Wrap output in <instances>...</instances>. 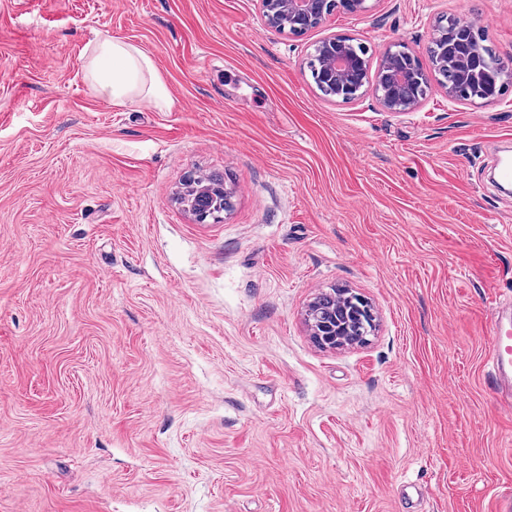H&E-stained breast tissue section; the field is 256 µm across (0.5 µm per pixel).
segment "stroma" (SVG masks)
I'll use <instances>...</instances> for the list:
<instances>
[{
  "mask_svg": "<svg viewBox=\"0 0 512 512\" xmlns=\"http://www.w3.org/2000/svg\"><path fill=\"white\" fill-rule=\"evenodd\" d=\"M512 60V0H368L293 35L259 0H0V512H495L512 411L486 358L512 301V85L396 114L308 69L330 34ZM171 104L115 106L91 40ZM230 207L197 223L189 178ZM376 317L316 346L321 293ZM407 490L409 500L399 497ZM84 71L97 93L113 105L137 101L161 110L170 104L150 56L123 39L98 36L90 45Z\"/></svg>",
  "mask_w": 512,
  "mask_h": 512,
  "instance_id": "stroma-1",
  "label": "stroma"
}]
</instances>
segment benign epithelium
I'll return each mask as SVG.
<instances>
[{
    "label": "benign epithelium",
    "mask_w": 512,
    "mask_h": 512,
    "mask_svg": "<svg viewBox=\"0 0 512 512\" xmlns=\"http://www.w3.org/2000/svg\"><path fill=\"white\" fill-rule=\"evenodd\" d=\"M260 4L271 28L277 30L286 22L298 33L320 25L339 7L350 13L366 9V0H260ZM477 33L479 30L474 25L450 18L445 25L435 29L430 50H436L438 43L443 44L451 58L465 50ZM356 47L357 44L347 41V37L333 34L315 45L312 58H329L330 68L325 79L335 89L337 98L344 101L359 99L370 90L386 112L412 111L434 82L441 85L448 99L454 102L492 101L512 82V67L491 58L484 61L483 70L497 75L499 84H485L475 73L472 86L461 89L448 81V62L438 55L431 58V66L425 69L412 50L393 42L383 49L380 61L374 67L370 58L359 54ZM353 303L359 311L357 315L343 306L326 312L308 310L306 321L318 345L332 349L352 345L351 336L355 334L357 321L366 319L374 323L373 313L363 298L358 296Z\"/></svg>",
    "instance_id": "1"
}]
</instances>
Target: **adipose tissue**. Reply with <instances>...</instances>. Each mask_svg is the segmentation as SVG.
Masks as SVG:
<instances>
[{
  "instance_id": "1",
  "label": "adipose tissue",
  "mask_w": 512,
  "mask_h": 512,
  "mask_svg": "<svg viewBox=\"0 0 512 512\" xmlns=\"http://www.w3.org/2000/svg\"><path fill=\"white\" fill-rule=\"evenodd\" d=\"M97 93L115 105L143 102L157 109L170 104L168 89L150 56L109 34L98 36L84 64Z\"/></svg>"
}]
</instances>
